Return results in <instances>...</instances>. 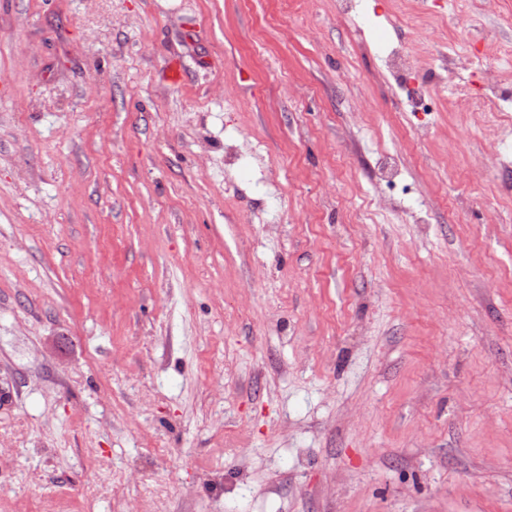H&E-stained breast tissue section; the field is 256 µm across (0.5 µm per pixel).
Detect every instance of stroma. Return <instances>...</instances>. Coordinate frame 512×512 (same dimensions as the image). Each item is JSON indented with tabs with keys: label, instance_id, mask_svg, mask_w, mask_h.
Here are the masks:
<instances>
[{
	"label": "stroma",
	"instance_id": "stroma-1",
	"mask_svg": "<svg viewBox=\"0 0 512 512\" xmlns=\"http://www.w3.org/2000/svg\"><path fill=\"white\" fill-rule=\"evenodd\" d=\"M503 40L512 0H0V512H512L488 60L415 114L382 76ZM387 67L390 75L404 85L405 92H410L407 97L408 107L405 112H419L415 106L416 89L406 85L408 79L417 78L425 69L421 68L413 52L404 48H395L391 51L387 60Z\"/></svg>",
	"mask_w": 512,
	"mask_h": 512
}]
</instances>
